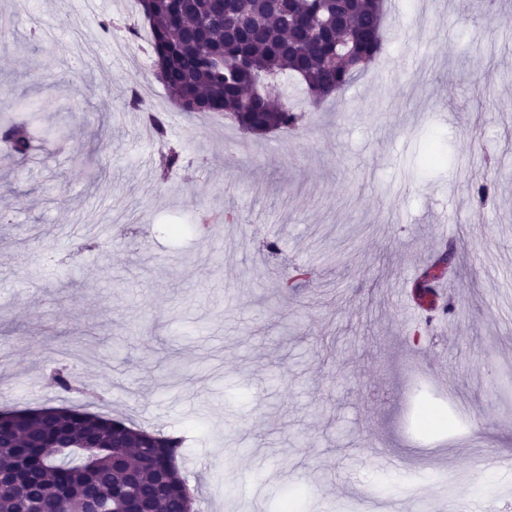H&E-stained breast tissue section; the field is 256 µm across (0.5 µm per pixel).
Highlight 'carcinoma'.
<instances>
[{
  "instance_id": "1",
  "label": "carcinoma",
  "mask_w": 512,
  "mask_h": 512,
  "mask_svg": "<svg viewBox=\"0 0 512 512\" xmlns=\"http://www.w3.org/2000/svg\"><path fill=\"white\" fill-rule=\"evenodd\" d=\"M154 39L156 77L176 105L222 112L250 134L292 130L304 109L284 96L293 81L312 104L342 93L382 50L384 0H193L185 23L177 0H140ZM29 124L0 99V157L24 160ZM184 438L79 405L23 410L0 422V471L22 467L0 488V512L106 510L124 490L148 512H195L176 468Z\"/></svg>"
}]
</instances>
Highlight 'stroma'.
Returning <instances> with one entry per match:
<instances>
[{
    "label": "stroma",
    "mask_w": 512,
    "mask_h": 512,
    "mask_svg": "<svg viewBox=\"0 0 512 512\" xmlns=\"http://www.w3.org/2000/svg\"><path fill=\"white\" fill-rule=\"evenodd\" d=\"M385 5L382 54L338 104L254 136L180 111L144 39L111 60L101 22L137 0H0V93L68 128L0 160V409L191 432L200 512H278L294 487L302 512H402L452 474L465 512H512V467L482 464L512 458V0ZM153 111L165 141L141 135ZM446 251L447 328L413 333L412 277ZM424 402L446 423L421 430Z\"/></svg>",
    "instance_id": "35a3bbf8"
}]
</instances>
